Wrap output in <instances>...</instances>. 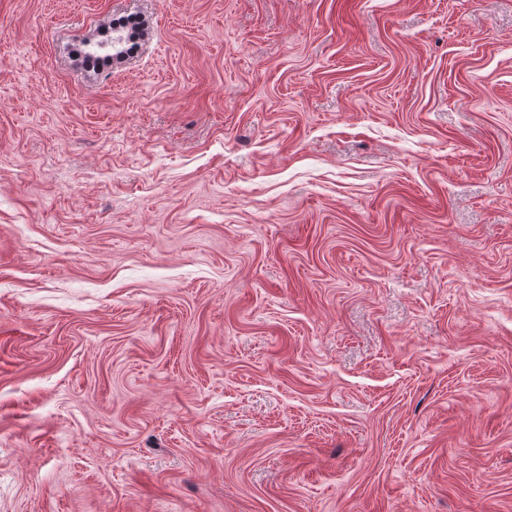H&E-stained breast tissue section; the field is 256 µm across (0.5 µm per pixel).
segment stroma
<instances>
[{
	"instance_id": "stroma-1",
	"label": "stroma",
	"mask_w": 512,
	"mask_h": 512,
	"mask_svg": "<svg viewBox=\"0 0 512 512\" xmlns=\"http://www.w3.org/2000/svg\"><path fill=\"white\" fill-rule=\"evenodd\" d=\"M0 512H512V0H0Z\"/></svg>"
}]
</instances>
